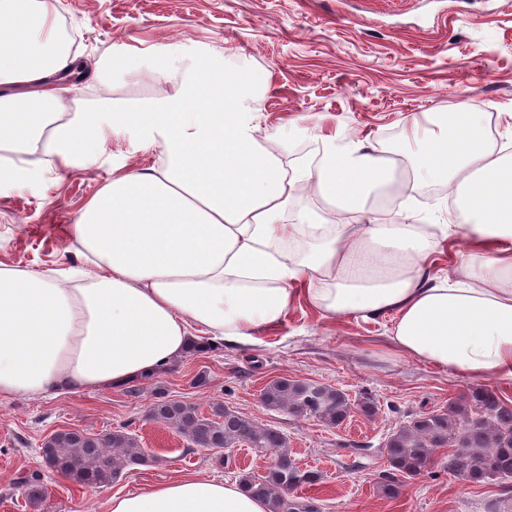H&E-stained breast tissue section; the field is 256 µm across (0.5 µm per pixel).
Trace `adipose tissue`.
Here are the masks:
<instances>
[{
  "label": "adipose tissue",
  "mask_w": 512,
  "mask_h": 512,
  "mask_svg": "<svg viewBox=\"0 0 512 512\" xmlns=\"http://www.w3.org/2000/svg\"><path fill=\"white\" fill-rule=\"evenodd\" d=\"M53 0H0V151L69 166L103 150V125L142 128L157 162L118 165L70 227L86 257L48 275L0 266V396L126 386L169 369L204 340L249 345L299 298L331 320L391 316L392 348L469 381H512V152L490 143L482 113H437L438 134L411 157L413 182L446 187L449 224L378 223L370 193L400 176L358 139L321 136L319 158L289 168L260 133L266 78L222 57L106 72H148L174 92L131 104H71L79 71ZM313 206L293 211L300 191ZM343 215L326 223L324 211ZM460 273L432 268L443 244ZM106 512H267L239 483L186 476L115 493Z\"/></svg>",
  "instance_id": "1"
}]
</instances>
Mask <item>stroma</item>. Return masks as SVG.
<instances>
[{
    "label": "stroma",
    "instance_id": "1",
    "mask_svg": "<svg viewBox=\"0 0 512 512\" xmlns=\"http://www.w3.org/2000/svg\"><path fill=\"white\" fill-rule=\"evenodd\" d=\"M59 21L87 62L80 96L99 97L96 63L124 54L175 49L191 59L220 54L228 71L266 73L256 107L263 130L282 137L284 155L318 148L320 134L367 138L384 151L408 154L414 130L432 128L436 113L459 105L485 113L492 144L512 141V0H59ZM107 151L85 165L59 164L28 181L0 182V264L47 272L83 265L70 226L113 166H150L157 152L143 132L108 134ZM388 319L329 320L297 302L283 324L257 333L254 344H219L189 354L168 371L125 389L32 398H0V512H101L116 492L184 476L237 480L267 470V457L247 448L221 457L189 449L172 428L148 418L157 396L209 412L221 402L262 426L281 430L299 466L317 471L303 487L320 512H493L505 494L498 482L475 483L444 468L438 449L397 497L376 485L388 464L389 433L416 414L446 408L471 384L395 352ZM205 376L195 385L196 376ZM287 377L329 385L352 396L371 393L374 417L354 414L331 428L267 410L262 387ZM127 427L149 463L112 484L87 488L45 469L43 442L54 432L102 434ZM39 472L45 493L25 498L19 477Z\"/></svg>",
    "mask_w": 512,
    "mask_h": 512
}]
</instances>
